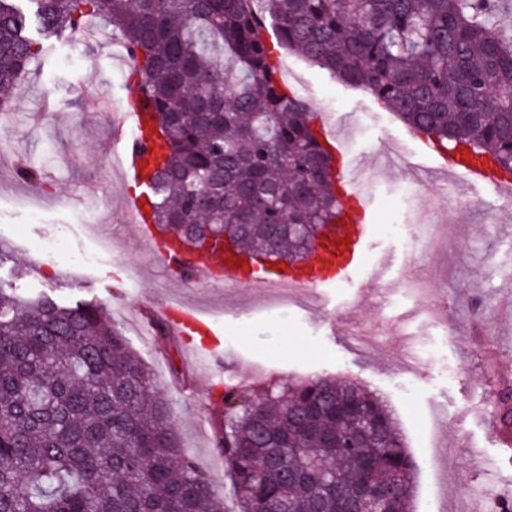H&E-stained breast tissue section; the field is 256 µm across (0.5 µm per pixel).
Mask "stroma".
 Here are the masks:
<instances>
[{
  "label": "stroma",
  "mask_w": 512,
  "mask_h": 512,
  "mask_svg": "<svg viewBox=\"0 0 512 512\" xmlns=\"http://www.w3.org/2000/svg\"><path fill=\"white\" fill-rule=\"evenodd\" d=\"M97 26L101 34L91 40H44L42 55L8 94L11 124L0 126V245L29 259L23 288L93 299L107 311L173 402L183 444L220 487L226 512L235 502L212 441V387L191 367L187 338L140 331L148 316L179 299L216 310L222 356L215 372L234 374L242 390L253 391L264 377L327 374L356 379L382 397L416 462L414 512H458L471 496L480 512H501L512 464L500 462L481 421L497 410L503 380L512 381V348H497L495 336L503 299L512 297V221L505 220L508 207L497 191L461 180L449 193L447 179L396 113L282 50L281 77L309 109L352 126L345 161L370 166L384 152H398L394 171L364 192L371 226L365 260L347 280L334 277L322 286L310 310H266L259 288L194 286L152 257L128 216L132 192L115 169L120 154L108 116L127 109L130 68L116 60L122 47L111 25L101 19ZM21 162L38 170L36 181L17 177ZM30 195L44 199L35 217L26 205ZM79 207L94 212L112 251L80 272L72 271L65 252L38 262L42 246L60 236L77 248L93 246L75 221ZM421 219L446 229L434 246L410 253L384 233L385 225ZM410 273L434 280L432 304L403 294ZM406 332L426 355L409 395L399 370ZM257 365L265 366L264 377L254 375ZM175 368L188 379L174 381Z\"/></svg>",
  "instance_id": "1"
}]
</instances>
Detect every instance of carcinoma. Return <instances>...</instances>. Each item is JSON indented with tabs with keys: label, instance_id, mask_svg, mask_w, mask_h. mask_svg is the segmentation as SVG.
<instances>
[{
	"label": "carcinoma",
	"instance_id": "1",
	"mask_svg": "<svg viewBox=\"0 0 512 512\" xmlns=\"http://www.w3.org/2000/svg\"><path fill=\"white\" fill-rule=\"evenodd\" d=\"M502 0H0V91L40 56L33 33L105 17L135 61L158 132L146 202L169 237L229 240L297 263L338 222V160L276 78V44L365 88L441 151L465 145L512 174V29ZM268 224H289L280 237ZM0 512H224L183 448L174 409L129 338L87 300L17 288L0 247ZM355 410L336 421L335 410ZM237 512H413L415 463L392 411L359 382L226 387L214 405Z\"/></svg>",
	"mask_w": 512,
	"mask_h": 512
}]
</instances>
